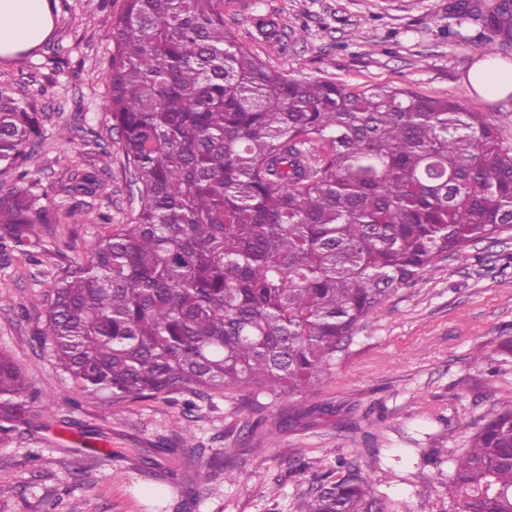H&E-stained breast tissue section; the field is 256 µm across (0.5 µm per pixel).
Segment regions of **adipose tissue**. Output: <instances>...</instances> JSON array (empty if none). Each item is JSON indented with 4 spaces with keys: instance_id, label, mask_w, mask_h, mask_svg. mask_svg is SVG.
Returning a JSON list of instances; mask_svg holds the SVG:
<instances>
[{
    "instance_id": "obj_1",
    "label": "adipose tissue",
    "mask_w": 512,
    "mask_h": 512,
    "mask_svg": "<svg viewBox=\"0 0 512 512\" xmlns=\"http://www.w3.org/2000/svg\"><path fill=\"white\" fill-rule=\"evenodd\" d=\"M54 26L48 0H0V57H11L43 43ZM470 85L482 95L512 93V64L482 59L468 74Z\"/></svg>"
}]
</instances>
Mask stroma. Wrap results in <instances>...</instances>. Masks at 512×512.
Masks as SVG:
<instances>
[{"label": "stroma", "instance_id": "1", "mask_svg": "<svg viewBox=\"0 0 512 512\" xmlns=\"http://www.w3.org/2000/svg\"><path fill=\"white\" fill-rule=\"evenodd\" d=\"M48 42L0 59V85L46 114L45 139L27 166L41 180L49 221L35 227L37 257L0 254V352L21 371L22 394L0 396V512H148L134 482L159 485L164 512H301L311 473L297 456L345 459L371 478L379 512H455L453 459L482 418L512 404V233L477 244L468 264L446 258L384 299L332 377L301 413L288 400L256 404L249 389L188 391L136 402L82 391L42 343L44 306L72 258L109 225L130 223L138 195L106 115L112 20L123 0H49ZM449 0H224V23L271 69L354 87L407 88L459 101L512 143V97L469 91L477 56L449 41ZM68 126L62 139L59 126ZM95 145H87L88 137ZM101 169L91 221L69 223L62 190L77 156ZM292 422L280 426L283 417ZM69 419L112 440L111 456L72 450ZM173 467H147L158 446Z\"/></svg>", "mask_w": 512, "mask_h": 512}]
</instances>
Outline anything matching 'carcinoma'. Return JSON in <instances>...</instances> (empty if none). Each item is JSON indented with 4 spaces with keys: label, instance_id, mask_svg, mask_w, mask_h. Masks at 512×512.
Instances as JSON below:
<instances>
[{
    "label": "carcinoma",
    "instance_id": "cac0c4a2",
    "mask_svg": "<svg viewBox=\"0 0 512 512\" xmlns=\"http://www.w3.org/2000/svg\"><path fill=\"white\" fill-rule=\"evenodd\" d=\"M448 39L494 55L512 0ZM109 115L138 185L128 224L55 281L44 344L86 392L137 400L248 388L293 399L345 359L359 323L448 255L512 231V146L480 112L412 91L295 78L252 56L224 0H124L112 24ZM44 113L0 87V248L47 224L24 161ZM69 170L73 198L103 189ZM24 382L0 354V395ZM456 512H512V406L453 459ZM302 512H373L369 479L315 470Z\"/></svg>",
    "mask_w": 512,
    "mask_h": 512
}]
</instances>
